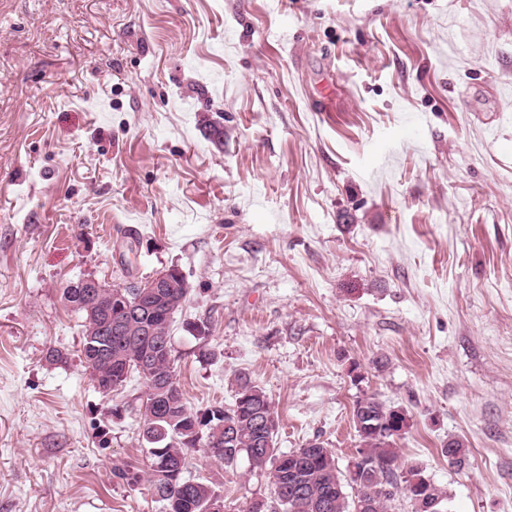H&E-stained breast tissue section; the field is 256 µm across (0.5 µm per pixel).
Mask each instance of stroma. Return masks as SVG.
<instances>
[{
    "instance_id": "1",
    "label": "stroma",
    "mask_w": 512,
    "mask_h": 512,
    "mask_svg": "<svg viewBox=\"0 0 512 512\" xmlns=\"http://www.w3.org/2000/svg\"><path fill=\"white\" fill-rule=\"evenodd\" d=\"M170 266L192 408L247 372L277 450L343 469L373 395L449 512H512V0H0V512H162L112 474L145 383L98 392L61 289ZM188 469L224 512L270 496Z\"/></svg>"
}]
</instances>
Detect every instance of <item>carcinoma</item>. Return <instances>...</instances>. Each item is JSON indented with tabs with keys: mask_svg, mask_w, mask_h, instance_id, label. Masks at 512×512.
Instances as JSON below:
<instances>
[{
	"mask_svg": "<svg viewBox=\"0 0 512 512\" xmlns=\"http://www.w3.org/2000/svg\"><path fill=\"white\" fill-rule=\"evenodd\" d=\"M83 289L66 284L62 299L81 315V362L90 370L94 382L121 378L126 382L136 373L146 386V405L142 412V438L149 445L147 469L127 466L116 468L113 477L129 487L147 485L156 501L168 512H207L208 504L220 497L217 483L185 476L190 452L200 450L224 463L235 464L246 457L254 470H270L271 500H255L249 512H392L395 501L413 503L415 486L430 491L438 506L448 503L447 492L428 480L423 470L413 465L401 470L395 439L401 436L397 421L400 409L387 406L375 396L357 399L353 421L360 448L352 466L365 468L357 476L342 471L332 452L322 443L310 441L286 453H277L275 437L279 417L260 385L249 375L235 378L234 404L225 408L214 405L194 410L170 368L169 354L158 348L148 374L138 369L147 344L170 337L174 315L180 307L158 306L152 300H136L134 289L124 293L136 308L111 312V320L123 328L120 334L106 336L102 325L89 316ZM151 322L154 335H142L141 325ZM442 453L448 464L459 469L467 465L465 445L450 439Z\"/></svg>",
	"mask_w": 512,
	"mask_h": 512,
	"instance_id": "cac0c4a2",
	"label": "carcinoma"
}]
</instances>
